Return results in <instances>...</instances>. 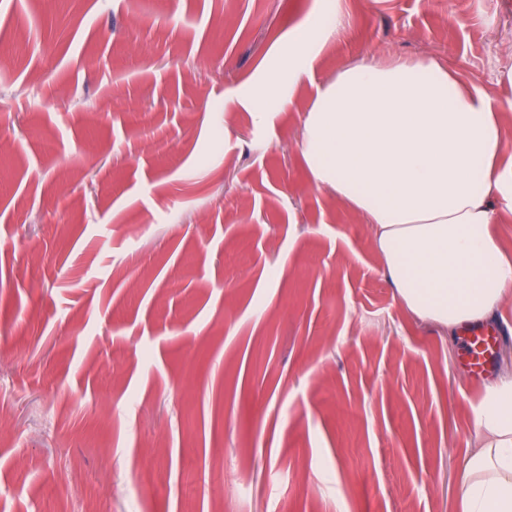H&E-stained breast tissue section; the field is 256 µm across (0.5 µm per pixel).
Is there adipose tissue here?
I'll return each mask as SVG.
<instances>
[{"label": "adipose tissue", "instance_id": "1", "mask_svg": "<svg viewBox=\"0 0 512 512\" xmlns=\"http://www.w3.org/2000/svg\"><path fill=\"white\" fill-rule=\"evenodd\" d=\"M344 25L336 0L295 39L287 73L263 97L308 75L307 46ZM493 104L428 56H373L318 88L299 153L312 183L363 213L403 306L448 335L491 323L512 294V257L495 230V195L512 196L499 169L507 150ZM480 435L459 476L460 512H512V379L486 389Z\"/></svg>", "mask_w": 512, "mask_h": 512}]
</instances>
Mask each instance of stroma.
<instances>
[{
  "mask_svg": "<svg viewBox=\"0 0 512 512\" xmlns=\"http://www.w3.org/2000/svg\"><path fill=\"white\" fill-rule=\"evenodd\" d=\"M323 3L0 0V512H458L512 297L470 375L298 142L372 54L512 100V0H341L256 107ZM337 2L338 0H327L320 23L295 39L288 52V59L293 60L294 63L288 69L287 77L280 72H273L265 86L264 99L279 101L280 105L286 104L284 87L288 78V104L291 102V88L300 84L309 73L310 60L306 56L308 44L314 40L329 39L343 28L344 15L338 10Z\"/></svg>",
  "mask_w": 512,
  "mask_h": 512,
  "instance_id": "stroma-1",
  "label": "stroma"
}]
</instances>
